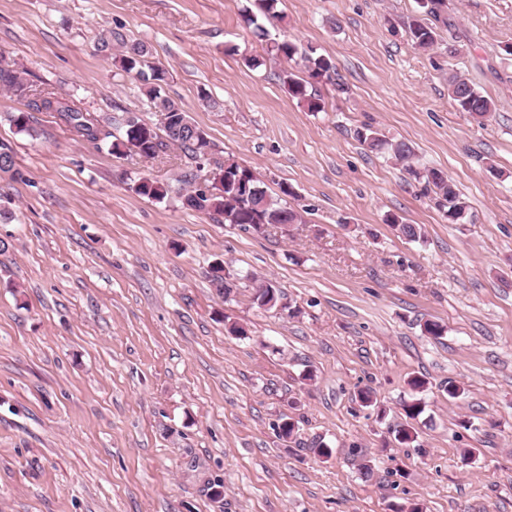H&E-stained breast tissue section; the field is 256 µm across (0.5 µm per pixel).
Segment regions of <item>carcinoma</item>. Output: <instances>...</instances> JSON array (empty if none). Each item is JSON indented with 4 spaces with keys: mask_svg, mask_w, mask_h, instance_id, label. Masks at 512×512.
<instances>
[{
    "mask_svg": "<svg viewBox=\"0 0 512 512\" xmlns=\"http://www.w3.org/2000/svg\"><path fill=\"white\" fill-rule=\"evenodd\" d=\"M275 4L276 0H253L252 6L245 9L244 19L254 27L257 36L266 35L260 20L274 14ZM408 29L411 40L417 47L426 50L433 46L434 31L420 20H412ZM270 52L273 56L288 61L297 57L302 59L308 79H299L293 73L284 71L280 75L281 84L288 95L304 104L308 111H323L324 103L315 85L324 80H332V74L336 71L332 59L308 54L297 43L287 39L274 43ZM149 54L150 49L146 44L135 42L124 46V51L116 63L122 71L141 82V91L149 100L153 111L167 113L169 122L165 126H152L137 114L128 111L115 123H105L76 100L60 97L53 91L28 83L21 72L0 54V87L25 101L27 107L25 111L8 114L7 120L18 132L31 136L35 132L33 113L53 112L73 136L96 145L108 143L115 154L125 155L136 147V155H145L156 160L159 153L175 146L196 161L202 157L204 150L211 148V143L207 134L191 121L182 107L163 93L167 71L159 66H147L146 58ZM448 94L463 112L483 117L494 111L493 101L458 74L448 77ZM357 139L368 151L387 153L396 161L406 164L410 175L433 186L439 196V206L444 209V215L450 223L460 224L466 220L468 205L453 183L439 170L420 171L409 164L412 150L406 143L393 142L370 127L357 131ZM215 170L222 173V177L208 180L211 188L206 193L196 189L185 195L184 201L188 207L200 212L222 214L226 224H249L254 229L262 224H295L299 221L297 212L283 204L281 199L269 195L265 189L261 191L260 197L252 201L241 197L238 176H252L248 168L226 160L215 162ZM0 174H7L15 180L24 179L11 148L5 144H0ZM134 189L138 194L158 202L167 199L170 193L169 185L147 177L139 178ZM210 281L217 293L226 300L236 288L230 273L221 265L212 267ZM284 298L283 292L270 283H262L255 290V300L258 303L267 299L277 305ZM403 410L407 422L396 425L393 433L395 440L409 445L417 438L411 421L424 412L425 403L414 399L404 403Z\"/></svg>",
    "mask_w": 512,
    "mask_h": 512,
    "instance_id": "1",
    "label": "carcinoma"
}]
</instances>
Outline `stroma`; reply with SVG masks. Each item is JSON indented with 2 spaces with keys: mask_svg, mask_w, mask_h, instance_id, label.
<instances>
[{
  "mask_svg": "<svg viewBox=\"0 0 512 512\" xmlns=\"http://www.w3.org/2000/svg\"><path fill=\"white\" fill-rule=\"evenodd\" d=\"M247 4L0 0V51L104 117L156 122L115 63L123 43H147L166 95L221 158L271 196L290 187L303 217L257 233L140 196L141 177L176 185L181 150L135 162L50 112L20 133L6 116L24 105L0 90V143L26 176L0 177V512H512V0H446L435 15L418 0H278L270 38L336 65L320 112L285 92L281 72L305 69L266 54ZM416 18L436 33L429 50L408 36ZM452 73L493 100L490 117L458 109ZM366 125L444 172L465 223L366 150ZM217 261L237 280L228 300L210 282ZM262 282L290 310L259 307ZM428 320L445 335H424ZM414 376L428 387L406 447L390 427ZM451 379L465 388L454 399ZM366 387L376 406H361ZM288 419L299 429L285 438ZM318 438L329 460L310 453Z\"/></svg>",
  "mask_w": 512,
  "mask_h": 512,
  "instance_id": "stroma-1",
  "label": "stroma"
}]
</instances>
